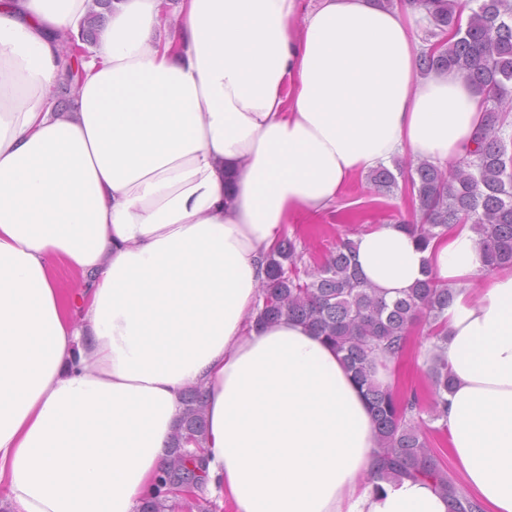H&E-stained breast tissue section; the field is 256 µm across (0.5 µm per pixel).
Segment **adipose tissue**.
<instances>
[{
	"label": "adipose tissue",
	"mask_w": 512,
	"mask_h": 512,
	"mask_svg": "<svg viewBox=\"0 0 512 512\" xmlns=\"http://www.w3.org/2000/svg\"><path fill=\"white\" fill-rule=\"evenodd\" d=\"M95 0H0V487L13 512H139L186 389L207 395L205 481L233 512H449L376 468L342 356L301 322L255 325L260 261L290 216L405 157L454 166L483 119L455 70L418 73L377 0H112L71 111L54 34ZM385 300L452 288L442 421L466 488L512 512V268L471 225L421 246L357 235ZM85 277L66 312L56 261Z\"/></svg>",
	"instance_id": "ef3b65f1"
}]
</instances>
